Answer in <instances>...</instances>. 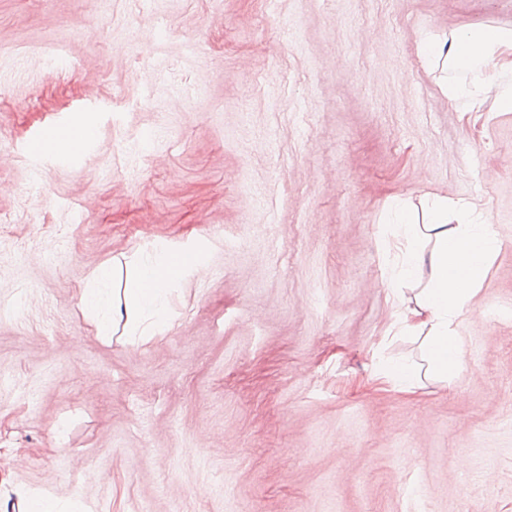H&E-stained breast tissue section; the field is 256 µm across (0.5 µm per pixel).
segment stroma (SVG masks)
Returning <instances> with one entry per match:
<instances>
[{
  "instance_id": "stroma-1",
  "label": "stroma",
  "mask_w": 512,
  "mask_h": 512,
  "mask_svg": "<svg viewBox=\"0 0 512 512\" xmlns=\"http://www.w3.org/2000/svg\"><path fill=\"white\" fill-rule=\"evenodd\" d=\"M485 26L512 0H0V512H512V110L420 51ZM60 117L96 144L28 158ZM435 194L499 249L458 379L402 393L382 216ZM166 243L205 263L171 328L101 341L88 280ZM31 512H77L87 511V507L79 502H74L63 508L52 494L45 491H34L30 497Z\"/></svg>"
}]
</instances>
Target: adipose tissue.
Wrapping results in <instances>:
<instances>
[{
  "mask_svg": "<svg viewBox=\"0 0 512 512\" xmlns=\"http://www.w3.org/2000/svg\"><path fill=\"white\" fill-rule=\"evenodd\" d=\"M423 45L431 56L446 55L454 67L481 72L474 88L448 87L449 97H477L494 87L501 107L512 110V87L498 82L500 72L512 71L511 30L463 28L449 43L427 39ZM396 222L400 260L389 269L385 281L393 297H400L406 287L413 292L399 312L397 324L400 335L421 342L423 361H386L378 366L377 375L398 391L410 393L418 387L422 374L445 385L458 377L463 358L459 318L474 305L499 243L491 225L474 221L467 206H460L456 220H449L448 200L441 196L434 198L426 223H418L406 212L398 214ZM176 253L189 255V262L174 263ZM203 267L189 244L169 243L141 252L125 263L119 275L100 269L82 294L79 310L91 321L97 337L109 340L115 314L110 287L113 279H120L128 333L135 339L147 338L149 331L168 328V297L173 288Z\"/></svg>",
  "mask_w": 512,
  "mask_h": 512,
  "instance_id": "adipose-tissue-1",
  "label": "adipose tissue"
}]
</instances>
